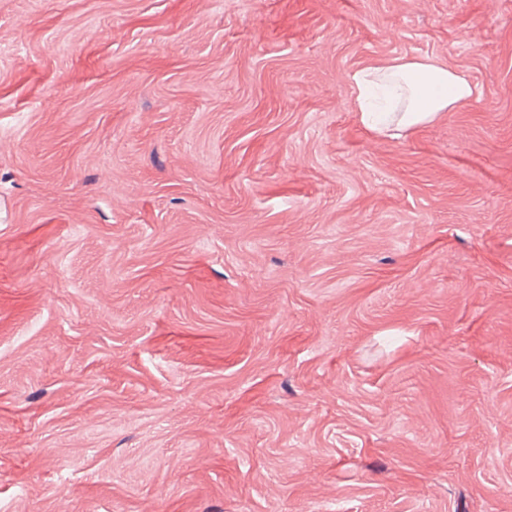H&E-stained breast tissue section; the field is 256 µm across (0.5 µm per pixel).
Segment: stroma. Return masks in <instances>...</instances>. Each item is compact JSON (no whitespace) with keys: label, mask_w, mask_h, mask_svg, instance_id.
<instances>
[{"label":"stroma","mask_w":512,"mask_h":512,"mask_svg":"<svg viewBox=\"0 0 512 512\" xmlns=\"http://www.w3.org/2000/svg\"><path fill=\"white\" fill-rule=\"evenodd\" d=\"M0 512H512V0H0ZM349 80L357 122L385 138L404 137L477 95L475 86L464 76L428 56L376 61L352 73ZM383 83H395V88L403 89V98L402 94L396 96L401 103L395 112H375L373 108V90Z\"/></svg>","instance_id":"obj_1"}]
</instances>
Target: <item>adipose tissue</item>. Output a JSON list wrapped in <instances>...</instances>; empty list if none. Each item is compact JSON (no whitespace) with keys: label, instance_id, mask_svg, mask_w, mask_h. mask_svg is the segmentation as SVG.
Returning <instances> with one entry per match:
<instances>
[{"label":"adipose tissue","instance_id":"1","mask_svg":"<svg viewBox=\"0 0 512 512\" xmlns=\"http://www.w3.org/2000/svg\"><path fill=\"white\" fill-rule=\"evenodd\" d=\"M349 80L357 122L375 136L385 138H400L425 127L477 94L464 76L428 56L377 61L352 73ZM383 83L402 88L404 96L398 110H374L373 90Z\"/></svg>","mask_w":512,"mask_h":512}]
</instances>
